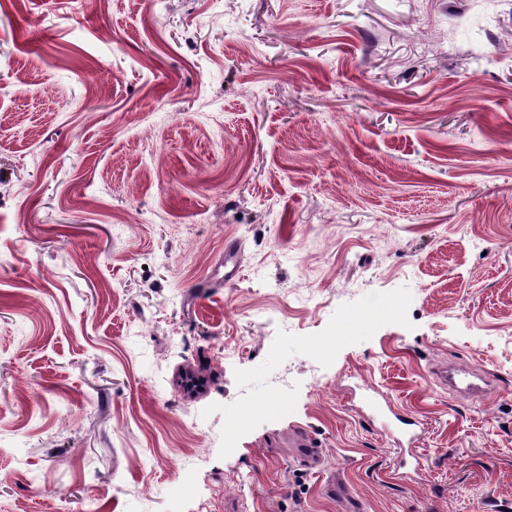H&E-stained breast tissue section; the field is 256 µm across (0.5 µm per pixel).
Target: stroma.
<instances>
[{"label": "stroma", "mask_w": 512, "mask_h": 512, "mask_svg": "<svg viewBox=\"0 0 512 512\" xmlns=\"http://www.w3.org/2000/svg\"><path fill=\"white\" fill-rule=\"evenodd\" d=\"M328 470L512 512V0H0V512H342ZM435 375L448 390L465 397L485 399L491 393L490 381L473 366L449 364L437 368Z\"/></svg>", "instance_id": "obj_1"}]
</instances>
